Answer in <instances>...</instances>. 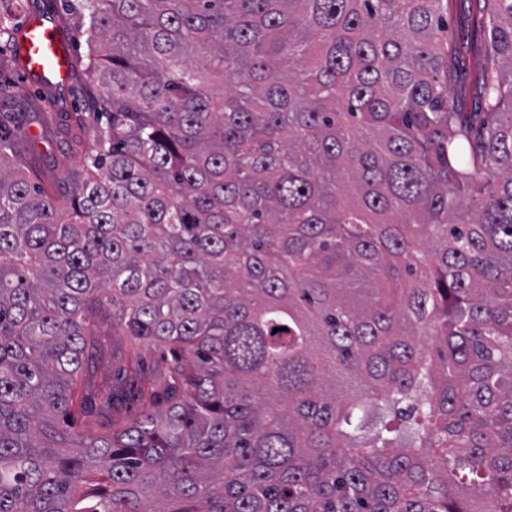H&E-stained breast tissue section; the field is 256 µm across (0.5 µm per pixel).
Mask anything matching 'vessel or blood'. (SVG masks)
I'll list each match as a JSON object with an SVG mask.
<instances>
[{"label":"vessel or blood","instance_id":"b4317fda","mask_svg":"<svg viewBox=\"0 0 512 512\" xmlns=\"http://www.w3.org/2000/svg\"><path fill=\"white\" fill-rule=\"evenodd\" d=\"M18 63L30 83L63 85L74 68L70 40L59 24L43 11H31L17 33Z\"/></svg>","mask_w":512,"mask_h":512}]
</instances>
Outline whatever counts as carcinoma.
Wrapping results in <instances>:
<instances>
[{"mask_svg": "<svg viewBox=\"0 0 512 512\" xmlns=\"http://www.w3.org/2000/svg\"><path fill=\"white\" fill-rule=\"evenodd\" d=\"M445 10L78 0L69 194L0 139V512H512V0L476 134ZM106 309L172 353L127 427L77 419Z\"/></svg>", "mask_w": 512, "mask_h": 512, "instance_id": "carcinoma-1", "label": "carcinoma"}]
</instances>
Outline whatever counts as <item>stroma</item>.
I'll return each instance as SVG.
<instances>
[{"instance_id": "1", "label": "stroma", "mask_w": 512, "mask_h": 512, "mask_svg": "<svg viewBox=\"0 0 512 512\" xmlns=\"http://www.w3.org/2000/svg\"><path fill=\"white\" fill-rule=\"evenodd\" d=\"M25 2L27 6L56 15L74 43L76 62L69 85L54 88L56 105L51 119L43 125L32 118L35 96L22 87L19 72L9 63L0 64V133L9 136L27 164L64 188L68 185V169L78 167L85 154L84 146L75 138L77 124L82 121L91 125L98 118L94 89L84 75L87 47L68 14L66 0ZM478 9V0H448V34L454 38L459 51L456 89L465 111L473 113L479 121L485 107L474 76L490 55L491 46L485 30L472 22ZM95 342L93 374L87 391L91 398L88 405L91 418L101 417L103 401L118 386L119 370L126 365L131 350H138L140 354L143 377L153 381L158 389H165L168 355L164 349L134 346L129 336L103 324L97 328Z\"/></svg>"}]
</instances>
